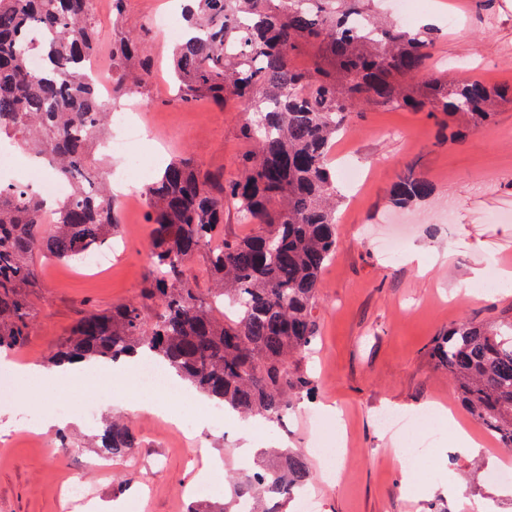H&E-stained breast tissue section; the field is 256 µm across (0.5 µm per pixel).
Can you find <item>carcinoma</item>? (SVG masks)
<instances>
[{"mask_svg":"<svg viewBox=\"0 0 512 512\" xmlns=\"http://www.w3.org/2000/svg\"><path fill=\"white\" fill-rule=\"evenodd\" d=\"M193 35L177 42L176 95L253 111L240 126L251 148L224 178L186 159L170 162L144 188L150 224L149 273L140 299L91 311L49 357L116 362L137 351L174 370L198 392L243 419L278 425L291 402L315 391L299 362L318 338L322 270L338 247L343 195L330 151L352 111L426 112L448 137L490 125L512 104V85L478 78H423L432 27L406 30L379 18L373 0H187ZM143 32L116 28L112 97L144 87L152 66ZM93 0H0V137L44 159L71 185L46 224L43 199L27 186H0V354H15L39 324L31 301L41 287L38 257L81 262L112 247L116 203L95 150L106 111L83 64L96 52ZM41 54L34 73L27 54ZM432 193L423 176L399 180L391 203L410 207ZM258 230L224 237V209ZM205 251L208 281L188 265ZM436 364L458 400L512 450V320L463 321L437 338ZM140 441L129 422L105 419L97 447L130 457ZM271 463L233 477L231 500L286 505L310 481L308 457L270 450Z\"/></svg>","mask_w":512,"mask_h":512,"instance_id":"obj_1","label":"carcinoma"}]
</instances>
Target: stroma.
I'll use <instances>...</instances> for the list:
<instances>
[{"mask_svg":"<svg viewBox=\"0 0 512 512\" xmlns=\"http://www.w3.org/2000/svg\"><path fill=\"white\" fill-rule=\"evenodd\" d=\"M432 24L441 34L430 75L478 76L492 84L512 85V0H429L414 28ZM154 64L138 102L155 134L136 148L148 157L152 172L179 158L225 176L248 143L240 126L251 117L243 106L222 111L211 102L176 101L170 79L173 44L158 33L147 38ZM344 147L348 163L373 174L356 197L345 198L336 227L339 246L324 267L318 300L320 339L305 365L315 396L297 401L281 425L256 434L235 426L216 428L207 407L188 408L178 397L161 395L169 415L188 424L180 434L163 418L123 411L139 393L132 380L97 373L85 385L55 395L46 410L63 403L95 409L94 419L68 427L67 442L55 432L28 435L39 414L12 409L13 379L0 380V512H68L62 487L83 477L90 502L113 501L137 512H187L195 499L185 492L194 474L192 449H214L224 460L225 476L253 466L242 446L268 448L285 442L306 450L317 434H330L334 420L326 406L341 408L344 434L353 453L344 469L327 472L312 461L309 488L319 512H512V488L492 483L508 451L495 438L474 448L450 442L447 427L420 422L416 433L434 435L423 465L405 475L390 450V432L381 412H416L436 402L455 405L453 386L427 351L458 321L475 324L512 318V283L487 290L499 277V255L512 249V106L465 141L440 139L435 120L423 112L367 109L353 117ZM427 177L431 196L408 208L389 205L399 177ZM116 203L124 226L112 245L108 270L45 259L37 265L42 286L32 301L40 310L39 327L22 353L26 363L46 366L50 352L67 338L83 313L137 299L148 274V207ZM402 235L407 255L387 260L380 244ZM424 248L427 256L448 252L450 263L433 262L419 272L408 255ZM125 413L142 440L134 462L120 464L106 478L89 469L100 452L92 439L105 416Z\"/></svg>","mask_w":512,"mask_h":512,"instance_id":"35a3bbf8","label":"stroma"}]
</instances>
